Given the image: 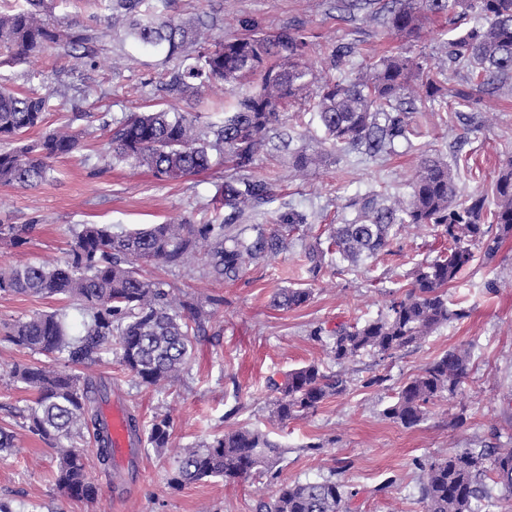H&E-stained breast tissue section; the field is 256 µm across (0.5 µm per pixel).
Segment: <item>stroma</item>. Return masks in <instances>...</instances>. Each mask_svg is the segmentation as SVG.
<instances>
[{"instance_id":"stroma-1","label":"stroma","mask_w":512,"mask_h":512,"mask_svg":"<svg viewBox=\"0 0 512 512\" xmlns=\"http://www.w3.org/2000/svg\"><path fill=\"white\" fill-rule=\"evenodd\" d=\"M164 13L194 18L224 37L255 33L272 38L291 29L306 36L309 61L318 70L326 67L329 47H352L341 70L349 78L361 64L397 49L447 67L441 46L460 27L437 18L428 22L421 40L407 41L373 22L367 10H345L344 0H166ZM52 15L61 33L78 28L90 33L89 47L51 45L20 63L0 54V85L52 95L53 109L29 139L67 126L79 134L80 146L54 161L50 176L37 187L0 184V224L37 225L23 246L0 244V267L64 258L80 224L129 231L169 220L200 223L210 217L219 188L233 172L225 164L164 182L143 167L105 166L99 154L107 143L106 122L148 105L211 114L226 92L219 84L196 95L167 90L161 82L163 56L125 42L112 29L100 0H53ZM430 149L457 170L460 195L489 189L502 162L512 156V89L492 97L488 114L473 122L457 120L454 112L437 105L427 108L417 135L377 159L333 157L301 175L289 169L283 156L261 148L251 173L268 182L270 193L248 221L272 224L291 211L306 215V227L290 236L287 251L226 283L204 278L196 269L142 265L144 275L165 281L180 298L207 301L209 314L195 332L194 355L177 384L161 390L136 385L110 356L93 367V374L110 382L142 421L165 414L172 419L163 451L139 447L126 470L109 478L90 465L99 488L96 501L75 500L59 491L54 450L17 423L15 411L30 405L34 394L14 382L9 370L13 362H34L38 356L0 339V424L11 426L15 435L12 451L0 456V499L13 512H255L258 500L271 492L263 478L234 484L213 478L177 490L167 484L168 463L181 448L228 429L248 428L269 431L283 446V478L315 480L336 471L359 489V512H423L419 462L453 448L512 446V238L502 243L494 262L475 254L449 287V299L467 309L466 318L391 358L363 354L349 367L346 394L285 427L273 429L267 421L268 379H283L313 362L327 363L315 330L377 317L393 295L407 289L413 267L441 251L442 240L431 229L407 226L394 240L391 255L371 266L351 270L329 255L315 282L304 266L305 244L326 236L328 225L353 218L350 198L373 191L407 194L422 152ZM309 285L315 294L305 306L272 307L278 289ZM63 307L52 298L0 294V335L34 313ZM461 345L472 350L470 374L453 397L436 401L413 428L384 417L405 381L434 357ZM381 373L389 376L385 386H367V379ZM384 484L389 487L385 493L380 490Z\"/></svg>"}]
</instances>
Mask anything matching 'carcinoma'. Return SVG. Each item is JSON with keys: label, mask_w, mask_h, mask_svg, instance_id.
<instances>
[{"label": "carcinoma", "mask_w": 512, "mask_h": 512, "mask_svg": "<svg viewBox=\"0 0 512 512\" xmlns=\"http://www.w3.org/2000/svg\"><path fill=\"white\" fill-rule=\"evenodd\" d=\"M112 28L141 50L165 53L174 62L168 89L196 92L220 82L234 92L247 74L259 77L251 93L238 95L223 116L202 123L191 112L159 108L125 114L109 130L102 159L145 167L162 181H176L209 169L211 152L233 164L240 174L220 190L222 219L202 224L169 221L114 232L108 225L81 224L73 232L68 257L60 262L20 261L0 270V294L58 298L79 306L81 329L65 312L36 313L7 327L4 340L64 362L72 370H54L40 363H16L14 380L35 394L24 416L32 434L57 449L54 482L76 500L94 501L99 488L91 480L76 443L90 434L99 466H112L108 436L97 410L110 386L86 373L112 353L140 385L159 388L181 380L190 351L191 323L206 315L201 304L178 298L164 283L144 277L136 265L150 262L169 267L202 263L203 274L215 282L238 279L251 263L272 261L288 248V237L306 225V217L290 213L275 224H242L246 211L266 194V183L250 174L255 155L268 133L281 121L287 102L301 101L317 87L314 112L331 150L365 148L373 157L410 141L417 125L418 105L447 102L443 73L428 66L423 55L393 52L366 66L353 79L323 78L307 64L308 43L283 30L274 39L258 35L213 37L192 19L174 20L158 12L155 0H105ZM475 12L481 22L444 44L448 61L465 70L468 86L512 84V0H386L375 14L393 33L419 38L426 22ZM87 44L83 31L67 36L50 19L47 0L24 3L0 12V49L26 60L50 44ZM50 109V97L0 87V183L32 188L46 180L55 159L72 153L78 136L57 129L28 141ZM324 153L298 150L292 165L304 171L323 162ZM408 196L373 192L355 197L354 218L332 224L326 238L308 245L304 257L310 280H317L328 253L351 267L390 254V245L405 224L433 226L448 247L430 261L418 263L405 293L395 296L377 318L341 324L326 341L328 358L339 366L327 372L318 363L291 370L281 383L272 380L268 420L284 426L314 413L329 398L349 388L347 364L364 352L381 358L425 341L467 311L454 307L448 287L461 276L479 249L488 260L512 237V159L500 168L493 201L483 194L458 198L456 177L447 163L428 150L409 183ZM31 224H0V242L25 244ZM313 296L310 288H287L272 305L296 309ZM471 349L454 347L424 365L398 390L383 416L406 428L419 425L434 401L455 393L467 378ZM140 444L168 447L172 421L155 417L145 425L130 416ZM284 450L269 433L232 429L182 449L168 469L174 488L209 478L229 483L255 474L275 486L261 498L256 512H353L359 490L330 475L321 480L280 479ZM424 512H494L500 501L512 500V448H457L417 465Z\"/></svg>", "instance_id": "1"}]
</instances>
